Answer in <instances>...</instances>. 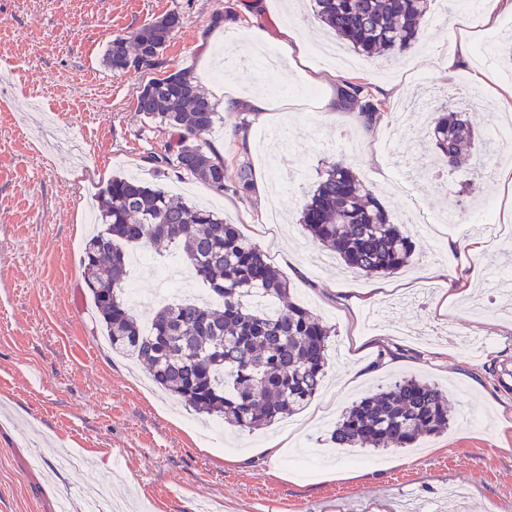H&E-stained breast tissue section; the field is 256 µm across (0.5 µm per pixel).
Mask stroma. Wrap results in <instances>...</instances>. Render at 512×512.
Masks as SVG:
<instances>
[{
  "label": "stroma",
  "instance_id": "obj_1",
  "mask_svg": "<svg viewBox=\"0 0 512 512\" xmlns=\"http://www.w3.org/2000/svg\"><path fill=\"white\" fill-rule=\"evenodd\" d=\"M175 12L163 52L208 92L227 176L252 167L245 196L153 167L167 128L136 112L148 73L115 75L107 43ZM223 13L213 24L211 17ZM461 0H433L417 49L365 58L322 29L310 0H0V512H87L86 492L125 512H503L512 506V231L471 234L498 199L496 172L512 166L496 127L497 90L512 88L505 43L512 11L474 25ZM297 27L317 69L270 71L257 47H281ZM255 29L261 44L234 42L245 64L220 78L227 33ZM456 55L441 69L437 59ZM490 77L475 81L476 73ZM358 79L384 102L365 126L340 108L337 90ZM263 93L271 104L255 111ZM449 102L476 124L473 158L490 174L473 194L460 173L434 171L421 125L385 136L400 110ZM350 163L403 222L415 255L396 276L344 268L303 230L301 206L325 162ZM123 174L223 212L258 243L287 281L290 302L332 327L326 377L310 404L253 432L202 419L152 385L138 362L103 343L73 239L91 232L98 192ZM454 213L457 224L443 223ZM451 304H444L446 295ZM414 376L445 390L447 431L412 448H334L327 430L377 385ZM278 444L277 458L257 454ZM81 457L80 469L63 465ZM452 485L465 494L453 500Z\"/></svg>",
  "mask_w": 512,
  "mask_h": 512
}]
</instances>
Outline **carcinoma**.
Returning a JSON list of instances; mask_svg holds the SVG:
<instances>
[{
	"instance_id": "cac0c4a2",
	"label": "carcinoma",
	"mask_w": 512,
	"mask_h": 512,
	"mask_svg": "<svg viewBox=\"0 0 512 512\" xmlns=\"http://www.w3.org/2000/svg\"><path fill=\"white\" fill-rule=\"evenodd\" d=\"M431 0H313V14L356 53L392 57L412 48ZM179 14L110 40L103 61L118 74L131 67L156 70ZM340 105L370 125L383 102L363 83L345 80ZM136 111L174 132L175 139L147 160L185 172L215 193L248 194L252 168L243 162L226 183L224 160L201 136L214 125L215 104L188 72L149 79ZM424 138L452 169L475 140L465 112L437 109ZM98 226L82 245L81 275L112 351L144 364L153 383L194 411L242 431L262 429L304 408L322 386L331 330L309 310L288 304L266 310L257 300L288 293L287 282L257 243L213 211L176 202L158 185L115 177L98 193ZM301 224L365 276L393 275L415 247L376 192L343 160L327 163L307 192ZM166 243L182 252L218 306L193 300L165 304L145 328L127 305L129 248ZM448 396L413 378L395 381L349 407L331 430L338 448H408L448 429Z\"/></svg>"
}]
</instances>
